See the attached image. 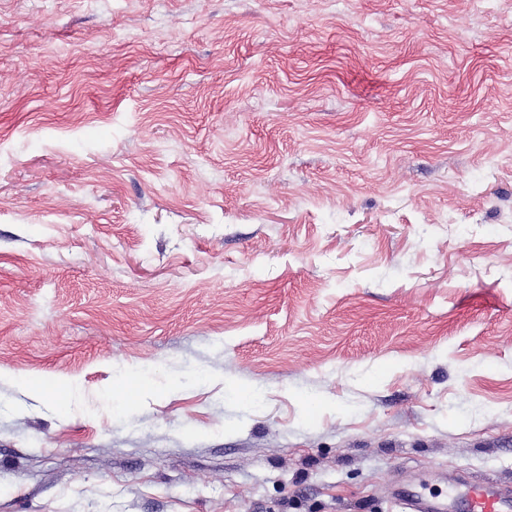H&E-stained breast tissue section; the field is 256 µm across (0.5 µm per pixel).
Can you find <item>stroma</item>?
<instances>
[{
    "label": "stroma",
    "mask_w": 512,
    "mask_h": 512,
    "mask_svg": "<svg viewBox=\"0 0 512 512\" xmlns=\"http://www.w3.org/2000/svg\"><path fill=\"white\" fill-rule=\"evenodd\" d=\"M1 368L0 512L512 494V0H0ZM17 381L31 392L50 393L55 395L57 399H60L61 402L64 401L65 393L67 392V388L58 381H54L51 384L37 378H18Z\"/></svg>",
    "instance_id": "35a3bbf8"
}]
</instances>
